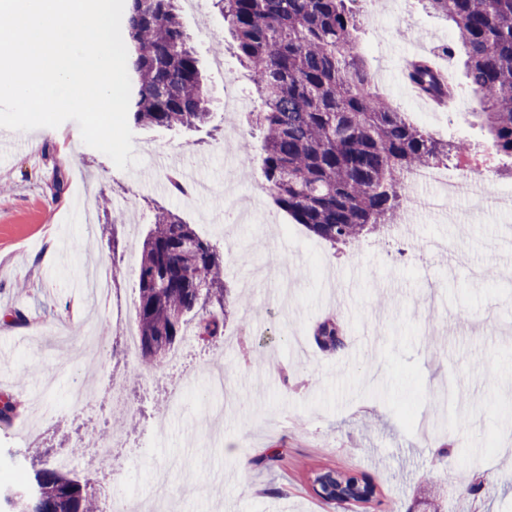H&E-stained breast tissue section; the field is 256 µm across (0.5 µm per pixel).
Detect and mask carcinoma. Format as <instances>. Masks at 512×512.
<instances>
[{
  "mask_svg": "<svg viewBox=\"0 0 512 512\" xmlns=\"http://www.w3.org/2000/svg\"><path fill=\"white\" fill-rule=\"evenodd\" d=\"M122 25L133 75L129 118L136 126L189 128L210 119V93L188 43L177 0H125ZM349 0H215L237 58L260 101L253 126L264 186L276 206L331 246L353 245L396 223L405 177L470 151L439 142L370 91L359 52V18ZM451 21L466 54V78L482 99L475 118L495 154L512 159V0H425ZM418 91L448 97L427 59L408 65ZM141 364L154 369L195 335H224L239 298L224 281V257L191 225L157 207L138 265ZM319 345L345 347L336 319L315 329ZM21 411L0 396V423ZM32 458L23 485L0 492V512H90L89 477Z\"/></svg>",
  "mask_w": 512,
  "mask_h": 512,
  "instance_id": "obj_1",
  "label": "carcinoma"
}]
</instances>
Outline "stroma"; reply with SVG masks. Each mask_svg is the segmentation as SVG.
Wrapping results in <instances>:
<instances>
[{
	"mask_svg": "<svg viewBox=\"0 0 512 512\" xmlns=\"http://www.w3.org/2000/svg\"><path fill=\"white\" fill-rule=\"evenodd\" d=\"M360 52L371 90L445 141L464 140L491 168L488 198L463 197L450 210L398 220L391 234L331 248L276 208L254 168L233 188L224 176L242 167L258 106L213 0L180 7L213 98L210 126L169 131L133 128L142 180L133 181L86 146L76 122L55 137L42 129L0 128V395L23 411L0 425V486L32 473L30 443L45 460L72 450L76 436L102 428L110 399L107 369L121 368L136 319L135 268L116 285L121 308L107 317L86 303L78 280L113 259L140 255L161 205L216 241L224 276L243 300L223 338L184 350L183 368L144 373L131 388L138 425L113 460L83 459L78 472L108 501H153L170 512H512V257L495 249L512 230V159L496 155L473 117L479 97L467 85L454 28L421 0H356ZM426 57L447 69L455 95L439 107L419 96L407 61ZM180 156L193 169L191 196L171 193L158 157ZM22 310L26 323L14 320ZM335 317L346 345L322 350L316 325ZM106 346H88L89 330ZM224 368L226 394L211 392L203 369ZM94 393L92 409L73 406L71 387ZM457 387L466 406L443 397ZM464 411L461 426L443 430ZM467 445L451 464L437 448ZM278 454L275 469L258 458ZM169 467L165 494L153 473ZM366 475L371 503L339 507L312 490L316 472Z\"/></svg>",
	"mask_w": 512,
	"mask_h": 512,
	"instance_id": "stroma-1",
	"label": "stroma"
}]
</instances>
